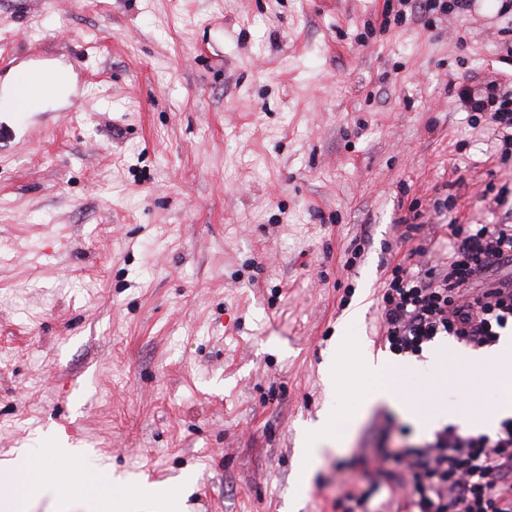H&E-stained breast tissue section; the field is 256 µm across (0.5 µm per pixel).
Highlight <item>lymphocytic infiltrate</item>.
<instances>
[{"label": "lymphocytic infiltrate", "instance_id": "obj_1", "mask_svg": "<svg viewBox=\"0 0 512 512\" xmlns=\"http://www.w3.org/2000/svg\"><path fill=\"white\" fill-rule=\"evenodd\" d=\"M467 111L495 127L500 157H512V95L491 85L461 89ZM484 195L503 211L502 224H448V263L391 279L381 296L382 337L399 356H421L437 337L483 348L512 328V188L488 184ZM394 482L350 489L340 512H512V418L495 435L437 430L425 447L382 460Z\"/></svg>", "mask_w": 512, "mask_h": 512}]
</instances>
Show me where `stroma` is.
Masks as SVG:
<instances>
[{"instance_id": "1", "label": "stroma", "mask_w": 512, "mask_h": 512, "mask_svg": "<svg viewBox=\"0 0 512 512\" xmlns=\"http://www.w3.org/2000/svg\"><path fill=\"white\" fill-rule=\"evenodd\" d=\"M386 5L0 0V85L72 77L0 137V460L49 435L120 498L150 479L186 512H285L338 327L357 310L379 340L393 267L443 264L448 221L498 223L483 191L512 186L455 93H512V19L474 0L385 31ZM425 440L372 409L299 512ZM29 75V91L36 105L29 112L44 110L68 96L72 79L69 71L59 65L25 67Z\"/></svg>"}]
</instances>
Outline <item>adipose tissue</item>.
Wrapping results in <instances>:
<instances>
[{
	"label": "adipose tissue",
	"instance_id": "ef3b65f1",
	"mask_svg": "<svg viewBox=\"0 0 512 512\" xmlns=\"http://www.w3.org/2000/svg\"><path fill=\"white\" fill-rule=\"evenodd\" d=\"M29 91L36 110L66 98L72 79L69 71L59 65H35L27 70ZM55 474L35 470L33 465L12 460L0 461V512H25L29 502L47 489L55 487ZM165 512H179V500L155 487L143 488L134 499L116 498L111 488L89 487L86 491L87 512H152L156 504Z\"/></svg>",
	"mask_w": 512,
	"mask_h": 512
}]
</instances>
